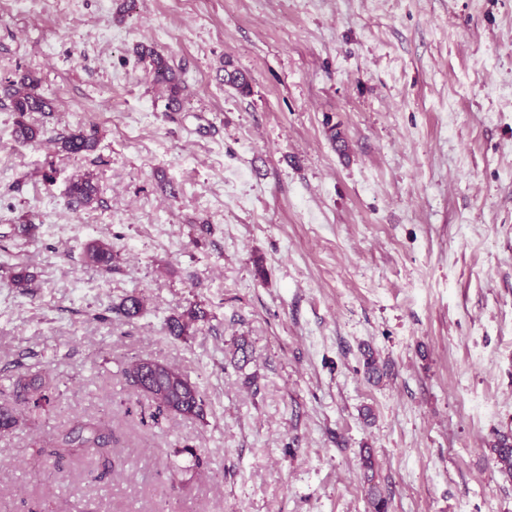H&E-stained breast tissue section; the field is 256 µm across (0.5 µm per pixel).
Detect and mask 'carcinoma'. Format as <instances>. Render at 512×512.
Here are the masks:
<instances>
[{
	"mask_svg": "<svg viewBox=\"0 0 512 512\" xmlns=\"http://www.w3.org/2000/svg\"><path fill=\"white\" fill-rule=\"evenodd\" d=\"M135 54L139 61L147 64L148 73L154 84L163 86L169 91V99L176 103L185 90L180 75L169 61L154 47L139 44ZM224 82L236 90L247 93L250 91L249 79L245 73L232 67L229 61L224 62ZM41 80L33 71L18 74L17 79L10 81L7 92L10 106L15 115L13 133L16 139L38 143L45 137V130L27 121L30 112H49L51 102L39 93ZM57 152L67 158H76L88 153L96 147V138L79 128L67 136L55 140ZM98 186L89 175L74 178L68 188L67 196L74 208L89 207L96 200ZM86 262L88 265L102 270L112 268V246L103 240L95 239L87 245ZM10 279L13 287L22 294L32 293L33 274L20 263L10 268ZM144 309L143 298L128 296L115 307V311L127 320L140 316ZM202 318L201 310L191 309L187 316H171L167 319L166 329L171 336H183L187 333L189 322ZM139 359H134L123 370L124 377L130 386L143 393L155 406L157 414L169 413L186 418L202 419L205 414L206 401L199 386L192 382L177 367L161 363L162 372L151 377L146 385L139 376L133 374L134 366ZM16 400L27 406L32 412L47 411L54 407L58 395L53 386L44 381L34 383L20 379L15 384ZM23 421L19 409L7 402H0V435L7 434ZM35 453L58 464L61 460L71 457L97 456L103 465H112V429L102 420L77 417L72 426L53 439L34 442ZM492 450L500 464L512 469V438L507 435L497 437Z\"/></svg>",
	"mask_w": 512,
	"mask_h": 512,
	"instance_id": "1",
	"label": "carcinoma"
}]
</instances>
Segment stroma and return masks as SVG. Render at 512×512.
<instances>
[{
  "label": "stroma",
  "instance_id": "35a3bbf8",
  "mask_svg": "<svg viewBox=\"0 0 512 512\" xmlns=\"http://www.w3.org/2000/svg\"><path fill=\"white\" fill-rule=\"evenodd\" d=\"M121 4L0 0V397L38 373L62 402L0 436V503L371 512L373 484L389 512H512L491 450L512 436V0ZM140 44L180 72L179 105ZM19 70L53 104L28 117L40 144L13 134ZM80 127L97 147L64 159ZM79 171L99 202L76 211ZM94 239L111 270L86 263ZM134 357L198 383L204 419L144 418ZM74 414L111 417L112 467L44 478L31 442Z\"/></svg>",
  "mask_w": 512,
  "mask_h": 512
}]
</instances>
